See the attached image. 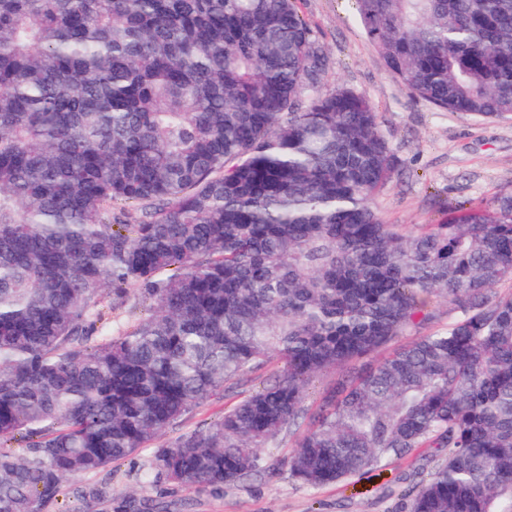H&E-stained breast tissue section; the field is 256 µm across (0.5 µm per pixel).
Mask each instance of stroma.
Here are the masks:
<instances>
[{
  "mask_svg": "<svg viewBox=\"0 0 512 512\" xmlns=\"http://www.w3.org/2000/svg\"><path fill=\"white\" fill-rule=\"evenodd\" d=\"M296 8L327 48L325 90L344 85L372 101L379 110V129L395 159L389 182L373 198L385 223L402 233L440 223L449 209L479 203L498 190L512 188V120L481 119L465 112H440L413 96L389 73L365 36L354 0H296ZM428 320L360 359L315 378L305 406L316 416L326 393L342 378L362 372L416 337L448 324V305L426 299ZM274 368L248 374L232 392H219L160 438L175 444L202 429L248 392L270 384ZM153 456L141 449L133 460L99 473L114 491L137 488L139 495L163 505L165 512H402L399 493L417 472L430 471L441 456L435 448H417L383 471L361 479L310 488L279 471L260 481H247L211 495L174 484H152L144 472Z\"/></svg>",
  "mask_w": 512,
  "mask_h": 512,
  "instance_id": "obj_1",
  "label": "stroma"
}]
</instances>
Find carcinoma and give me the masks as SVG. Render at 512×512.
<instances>
[{"mask_svg":"<svg viewBox=\"0 0 512 512\" xmlns=\"http://www.w3.org/2000/svg\"><path fill=\"white\" fill-rule=\"evenodd\" d=\"M392 77L512 119V0H355ZM295 0H0V512H160L84 482L269 363L156 450L146 478L218 494L284 467L349 481L441 462L404 512H512V190L409 235L375 106L322 90ZM148 313L116 336L131 295ZM456 313L324 398L312 378ZM275 370L267 367L248 374L245 383L234 392H219L204 399L197 408L179 423L168 429L159 439L160 445H173L182 436L202 429L207 423L217 419L224 410L241 400L248 392L262 388L273 381Z\"/></svg>","mask_w":512,"mask_h":512,"instance_id":"obj_1","label":"carcinoma"}]
</instances>
